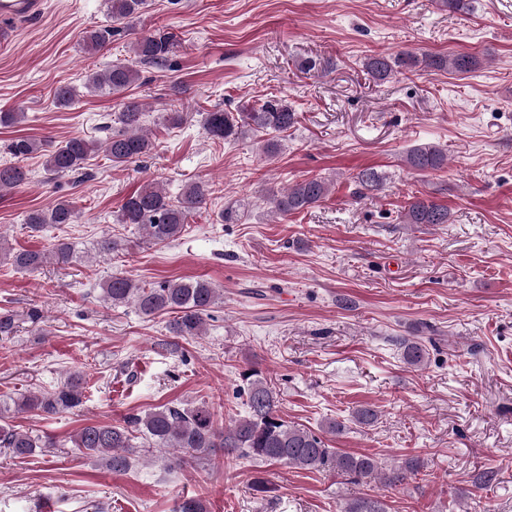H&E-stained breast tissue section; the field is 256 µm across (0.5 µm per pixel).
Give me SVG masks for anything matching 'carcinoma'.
<instances>
[{
	"label": "carcinoma",
	"instance_id": "1",
	"mask_svg": "<svg viewBox=\"0 0 512 512\" xmlns=\"http://www.w3.org/2000/svg\"><path fill=\"white\" fill-rule=\"evenodd\" d=\"M146 0H108L112 25L83 32L82 41L91 51L101 50L110 43L121 26L140 17ZM174 35L156 31L139 38L134 54L139 63L161 65L173 53ZM438 71L468 72L476 58L467 54L425 55L410 52L396 56L373 55L367 58L365 68L377 81L389 78L397 69H411L419 63ZM140 79V71L130 65L114 64L103 72L88 77L87 86L95 92H120ZM144 112L138 102L128 99L121 104L122 129L112 132L103 142L73 137L46 153L44 170L51 175L76 174L89 158L104 151L115 166H124L147 155L154 142L143 131ZM295 110L283 99L268 98L259 103L243 104L233 114L221 109L205 113L203 127L206 135L225 142H235L250 135H262V154L271 159L280 150L274 134L295 125ZM41 149L38 142L17 137L8 146L9 153L19 159ZM403 164L414 172L443 169L448 155L433 144H421L410 149ZM27 179V172L18 165H0V194L9 192ZM381 176L366 169L356 176L358 193L365 196L377 190ZM331 185L322 178H306L282 189L268 191L267 201L273 212L285 216L307 209L325 199ZM210 196L208 184L198 181L185 185L180 197L171 199L156 183H149L125 198L120 207L118 221L134 224L141 233L140 240L149 245H164L177 240L188 224V218L206 204ZM77 218L73 202L59 200L47 209H37L26 217V224L40 230L46 224H72ZM405 224H446L448 208L432 201L417 199L408 204L403 213ZM70 244L61 242L47 250L5 249V236L0 233V255L6 256L15 269L36 271L48 262L50 255L64 256ZM102 299L114 307L132 304L145 316L160 313L172 315L167 329L172 336L193 337L202 334L211 309L221 300L220 289L201 278L164 281L146 288L121 273L114 274L102 285ZM404 359L417 366L424 362L426 347L419 341H403ZM243 393L246 396V415L220 425L214 413L205 405H163L142 416H132L124 427L110 424L87 425L72 438L74 447L98 454L106 467L116 473L130 470L135 462L131 448L133 440L141 438L154 448L170 451V461L180 465L184 457H205L215 449L233 458L252 457L295 469H310L336 473L360 484L378 478L380 463L372 456L342 453L328 448L314 432L282 419L278 414V399L272 383L259 372L249 370L242 374ZM86 398L83 376L69 374L64 382L49 390L31 392L17 402L19 411L39 410L46 414H59L78 409ZM379 417L373 405L357 408L353 420L360 425H371ZM54 447V443L39 444L38 439L20 432L7 422L0 410V450L16 457H24L36 448ZM420 465L416 459L395 462L391 473L384 477L386 485L398 486L418 476ZM344 512H386L382 500L369 495L349 501Z\"/></svg>",
	"mask_w": 512,
	"mask_h": 512
}]
</instances>
